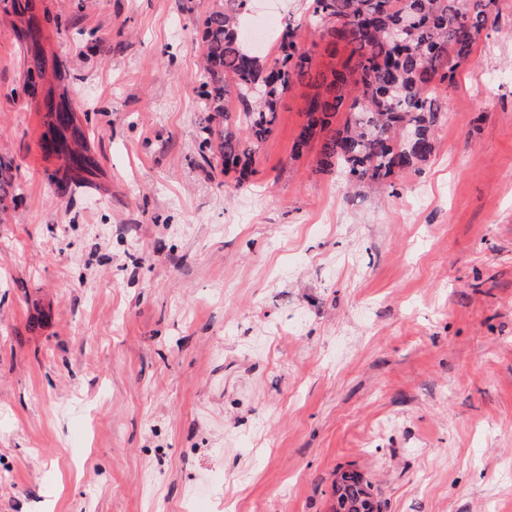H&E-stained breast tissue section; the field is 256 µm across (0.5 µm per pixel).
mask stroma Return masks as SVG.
Returning <instances> with one entry per match:
<instances>
[{
	"label": "stroma",
	"mask_w": 512,
	"mask_h": 512,
	"mask_svg": "<svg viewBox=\"0 0 512 512\" xmlns=\"http://www.w3.org/2000/svg\"><path fill=\"white\" fill-rule=\"evenodd\" d=\"M211 0H0V512H512V0L419 171L355 191L286 93L243 186L202 151ZM312 0H253L242 31ZM266 64L279 53L268 47ZM99 168L59 193L46 98ZM342 479L345 484L344 492L336 496V488L333 486V494L336 498V503L333 512H346L347 503L360 499L361 497H370L376 499L370 490L368 484H364L354 472L344 473Z\"/></svg>",
	"instance_id": "stroma-1"
}]
</instances>
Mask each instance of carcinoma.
<instances>
[{"mask_svg": "<svg viewBox=\"0 0 512 512\" xmlns=\"http://www.w3.org/2000/svg\"><path fill=\"white\" fill-rule=\"evenodd\" d=\"M250 0H213L201 32L204 79L200 95L216 135L224 173L242 186L253 148L277 122L284 94L304 88L308 121L295 150L321 140L318 167L336 170L356 187L380 186L395 171L417 170L434 149V129L447 109L440 87L453 85L473 52L498 0H313L312 20L331 54L348 49L340 68L318 70L297 48V27L279 36L280 58L268 67L241 37L240 16ZM61 107H48L50 151L66 159L62 191L94 174L98 161L76 149L82 132L60 122ZM348 117L332 127L336 113ZM344 492L333 512L373 497L354 472L343 474Z\"/></svg>", "mask_w": 512, "mask_h": 512, "instance_id": "1", "label": "carcinoma"}]
</instances>
